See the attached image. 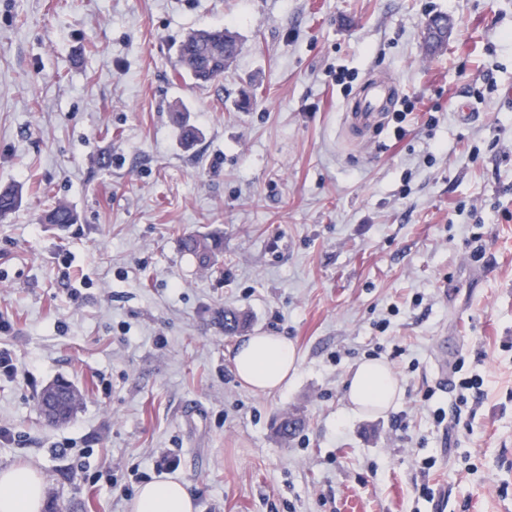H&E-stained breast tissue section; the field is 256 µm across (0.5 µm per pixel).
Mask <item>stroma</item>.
I'll return each mask as SVG.
<instances>
[{
  "label": "stroma",
  "instance_id": "obj_1",
  "mask_svg": "<svg viewBox=\"0 0 512 512\" xmlns=\"http://www.w3.org/2000/svg\"><path fill=\"white\" fill-rule=\"evenodd\" d=\"M217 26L240 51L201 87L177 51ZM370 79L405 118L355 133ZM5 185L0 347L25 376L0 380V471L39 468L43 512H131L161 454L198 512H433L425 482L446 512H512V0H0ZM55 203L78 223H42ZM182 232L221 233L218 269ZM226 308L294 341L286 389L241 386ZM371 355L402 399L348 416ZM56 381L81 401L53 426Z\"/></svg>",
  "mask_w": 512,
  "mask_h": 512
}]
</instances>
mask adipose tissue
<instances>
[{
	"label": "adipose tissue",
	"mask_w": 512,
	"mask_h": 512,
	"mask_svg": "<svg viewBox=\"0 0 512 512\" xmlns=\"http://www.w3.org/2000/svg\"><path fill=\"white\" fill-rule=\"evenodd\" d=\"M231 361L238 381L258 395L286 387L299 367L293 342L263 332L237 343ZM345 388L347 410L355 417L388 412L402 395L397 378L381 360L359 363ZM46 497L47 483L38 468L19 466L0 471V512H43ZM132 512H197V506L183 480L163 474L141 487Z\"/></svg>",
	"instance_id": "1"
}]
</instances>
